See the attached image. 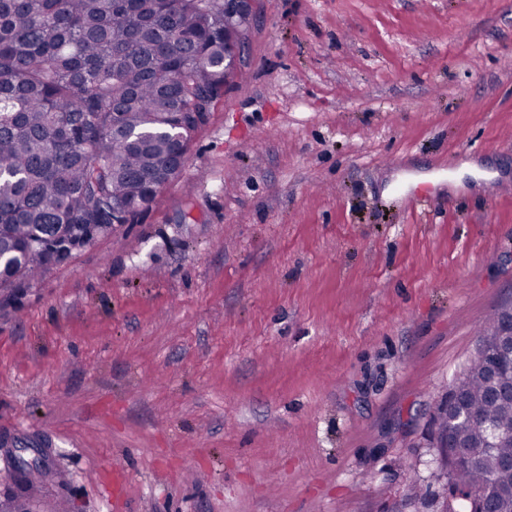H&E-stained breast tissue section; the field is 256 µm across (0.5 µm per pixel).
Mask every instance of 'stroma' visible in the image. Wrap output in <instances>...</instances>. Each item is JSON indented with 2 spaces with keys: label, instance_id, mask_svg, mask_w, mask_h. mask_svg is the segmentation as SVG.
Wrapping results in <instances>:
<instances>
[{
  "label": "stroma",
  "instance_id": "obj_1",
  "mask_svg": "<svg viewBox=\"0 0 512 512\" xmlns=\"http://www.w3.org/2000/svg\"><path fill=\"white\" fill-rule=\"evenodd\" d=\"M243 54L149 209L0 288V440L53 472L0 451L1 504L450 500L432 418L512 303V0H254ZM23 446H14L19 447L9 449L7 452L10 454L11 458L13 459V466H14V474L17 480L21 479L23 470H42L46 473H49L51 469L49 468L46 460V452L42 448H34L36 446L32 445L29 446L27 443H22ZM32 447V448H31ZM27 449H31L35 452L36 458L28 460L25 459L21 454H18L17 452L25 451Z\"/></svg>",
  "mask_w": 512,
  "mask_h": 512
}]
</instances>
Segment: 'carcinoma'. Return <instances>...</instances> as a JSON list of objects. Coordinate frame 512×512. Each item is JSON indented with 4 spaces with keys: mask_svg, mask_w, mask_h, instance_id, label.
Here are the masks:
<instances>
[{
    "mask_svg": "<svg viewBox=\"0 0 512 512\" xmlns=\"http://www.w3.org/2000/svg\"><path fill=\"white\" fill-rule=\"evenodd\" d=\"M221 0H7L0 8V286L32 279L51 263L56 235L95 224L144 184L168 177L172 140H193V119L157 123L159 112H207L224 94ZM124 133L112 134V113ZM511 304L498 308L481 336L495 333ZM488 352L466 361L453 392L467 416L451 439L472 459L448 471L455 501L490 490L512 512V440L482 451L487 424L512 425V399L487 390Z\"/></svg>",
    "mask_w": 512,
    "mask_h": 512,
    "instance_id": "obj_1",
    "label": "carcinoma"
}]
</instances>
